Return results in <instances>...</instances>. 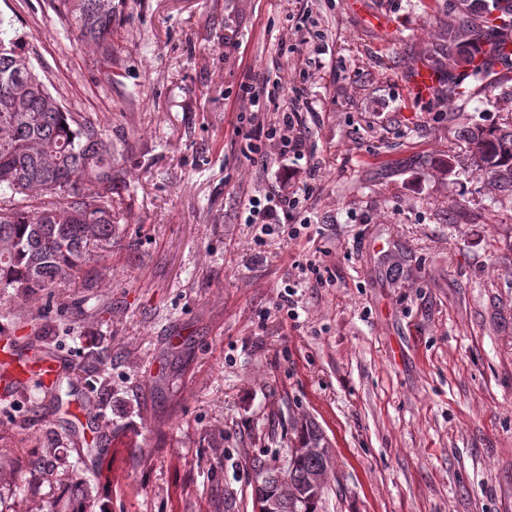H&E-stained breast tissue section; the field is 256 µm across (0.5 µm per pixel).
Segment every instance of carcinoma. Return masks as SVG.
<instances>
[{
    "label": "carcinoma",
    "mask_w": 512,
    "mask_h": 512,
    "mask_svg": "<svg viewBox=\"0 0 512 512\" xmlns=\"http://www.w3.org/2000/svg\"><path fill=\"white\" fill-rule=\"evenodd\" d=\"M81 42L108 50L116 0H60ZM500 0H454L460 15L442 42L427 49L429 66L455 58L474 83L494 65L497 39L512 31V7ZM0 17V294L27 297L81 270L97 247L112 242V142L94 122L68 110L38 73H27L20 41ZM476 171L512 193V122L465 129ZM56 198L48 207L21 203L31 190ZM282 464L249 457L254 474L269 479L251 496L272 495L280 512H320L334 468L332 444L314 420L297 422ZM70 495L88 512L93 487L75 468L63 469Z\"/></svg>",
    "instance_id": "cac0c4a2"
}]
</instances>
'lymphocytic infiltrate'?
<instances>
[{"mask_svg":"<svg viewBox=\"0 0 512 512\" xmlns=\"http://www.w3.org/2000/svg\"><path fill=\"white\" fill-rule=\"evenodd\" d=\"M270 80L268 72L257 71L241 83L239 96L249 107L238 113L234 130L241 156L268 183L262 194L247 201L245 221L259 225L254 237L259 244L277 231L296 239L310 227V220L300 215L301 196L312 191L317 171L305 135L307 101L276 99L269 90Z\"/></svg>","mask_w":512,"mask_h":512,"instance_id":"1","label":"lymphocytic infiltrate"}]
</instances>
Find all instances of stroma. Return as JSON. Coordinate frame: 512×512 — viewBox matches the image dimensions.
Listing matches in <instances>:
<instances>
[{"instance_id":"35a3bbf8","label":"stroma","mask_w":512,"mask_h":512,"mask_svg":"<svg viewBox=\"0 0 512 512\" xmlns=\"http://www.w3.org/2000/svg\"><path fill=\"white\" fill-rule=\"evenodd\" d=\"M58 5L0 16L112 140L118 229L86 279L0 295V345L70 372L29 420L28 390L0 391V512L56 502L62 481L29 465L48 448L100 480L95 442L107 512H252L246 457L282 459L305 417L336 458L322 512H512V195L460 137L503 123L512 69L489 95L412 98L421 49L457 22L443 0H124L107 56ZM264 69L307 99L319 170L308 234L259 246L242 205L262 180L232 141L240 83Z\"/></svg>"}]
</instances>
